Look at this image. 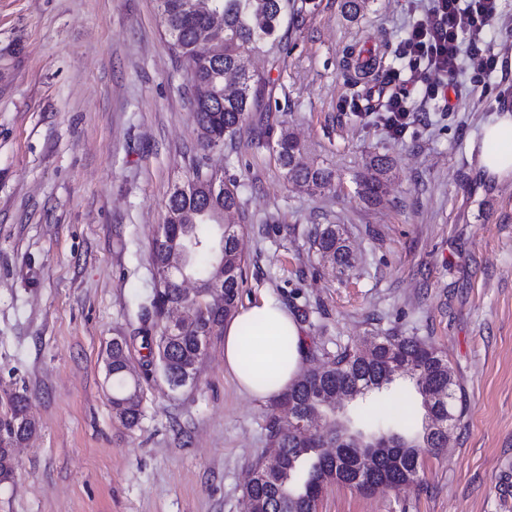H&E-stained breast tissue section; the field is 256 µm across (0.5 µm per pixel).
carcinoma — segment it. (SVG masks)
<instances>
[{
	"label": "carcinoma",
	"mask_w": 512,
	"mask_h": 512,
	"mask_svg": "<svg viewBox=\"0 0 512 512\" xmlns=\"http://www.w3.org/2000/svg\"><path fill=\"white\" fill-rule=\"evenodd\" d=\"M286 6V0H209L207 10L198 12L188 0H158L171 48L186 63L197 65L190 93L200 151L234 140L247 114L258 108L256 80L247 59L259 44L276 39ZM277 147L285 151L279 166L288 180L313 193L332 185L334 172L303 163L302 146L290 133L281 131ZM389 167L383 156L370 160L358 190L365 201H384V176ZM212 179L213 174L193 164L192 176L174 188L167 203V223L189 225L190 237L200 243L187 272L202 282L224 279V311L206 315L197 326L178 336L167 335L165 325L158 333L151 327L142 330L143 348L148 350L144 374L157 367L171 386L178 384L184 365L201 364L204 353L199 351L200 337L220 333L224 319L236 310L243 284L238 225L233 221L240 208L239 195L227 186L222 194L213 192ZM312 246L323 260L351 264L347 239L331 225L315 232ZM178 292L177 288L159 285L147 314L162 319L163 305ZM399 377L409 379L419 396L423 416L419 427L396 418L369 421L356 407L338 412L336 405L328 402L337 394L359 399L383 394ZM455 385L448 360L432 344L414 337L385 336L375 346L341 353L318 375L300 378L287 393L272 400L280 413L307 416L313 424L283 429L278 418L270 420L269 454L256 463L245 499L262 512H316L328 483H347L360 470L374 481L392 486L418 481L424 458L437 448L447 447L448 435L434 430L430 419H455ZM24 401L22 395L11 398L12 416L0 420V444L22 441L32 433V423L17 419V414L25 411ZM142 403L139 379L121 374L112 377V407L123 425H138ZM325 420L333 423L331 438L343 439V455L337 459L321 450L326 434L318 426Z\"/></svg>",
	"instance_id": "carcinoma-1"
}]
</instances>
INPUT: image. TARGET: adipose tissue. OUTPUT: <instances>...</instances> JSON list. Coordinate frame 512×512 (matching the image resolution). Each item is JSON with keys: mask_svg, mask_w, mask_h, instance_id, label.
Wrapping results in <instances>:
<instances>
[{"mask_svg": "<svg viewBox=\"0 0 512 512\" xmlns=\"http://www.w3.org/2000/svg\"><path fill=\"white\" fill-rule=\"evenodd\" d=\"M479 157L482 173L512 177V113L486 124ZM303 337L287 308L264 296L224 324V365L239 388L259 399H274L288 390L302 370Z\"/></svg>", "mask_w": 512, "mask_h": 512, "instance_id": "1", "label": "adipose tissue"}]
</instances>
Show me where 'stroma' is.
I'll list each match as a JSON object with an SVG mask.
<instances>
[{
  "label": "stroma",
  "instance_id": "1",
  "mask_svg": "<svg viewBox=\"0 0 512 512\" xmlns=\"http://www.w3.org/2000/svg\"><path fill=\"white\" fill-rule=\"evenodd\" d=\"M427 0H290L281 43L249 67L261 107L233 144L203 156L236 186L245 282L239 306L267 295L297 318L304 368L378 336H416L447 359L462 417L421 483L366 494L324 487L317 512H512V178L486 182L482 129L512 109V0L480 49L467 35L448 105L415 106L404 137L357 109L367 88L404 81L402 46ZM380 56L356 77L352 54ZM288 128L305 163L336 173L313 193L288 181L276 141ZM198 130L185 63L157 0H0V418L27 398L35 432L15 448L0 512H243L268 448V401L241 393L215 336L194 387L142 379L143 416L112 411L106 358L146 351L143 306L157 286L151 248L174 186L187 181ZM391 158L388 204L357 182ZM343 230L356 262L339 270L308 237Z\"/></svg>",
  "mask_w": 512,
  "mask_h": 512
}]
</instances>
